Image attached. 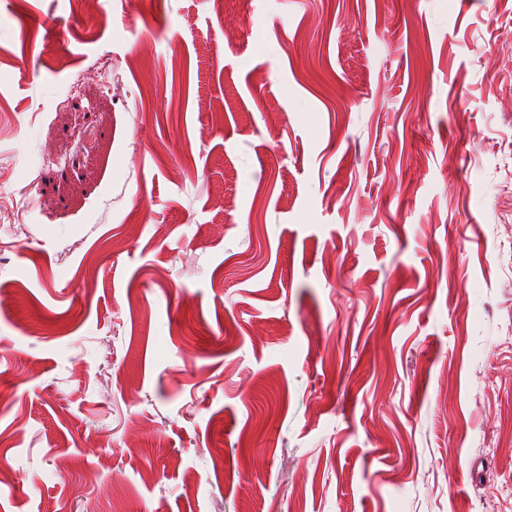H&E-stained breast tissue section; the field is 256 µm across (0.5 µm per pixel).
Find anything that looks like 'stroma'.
<instances>
[{
	"mask_svg": "<svg viewBox=\"0 0 512 512\" xmlns=\"http://www.w3.org/2000/svg\"><path fill=\"white\" fill-rule=\"evenodd\" d=\"M508 186L512 0H0V512H512Z\"/></svg>",
	"mask_w": 512,
	"mask_h": 512,
	"instance_id": "1",
	"label": "stroma"
}]
</instances>
